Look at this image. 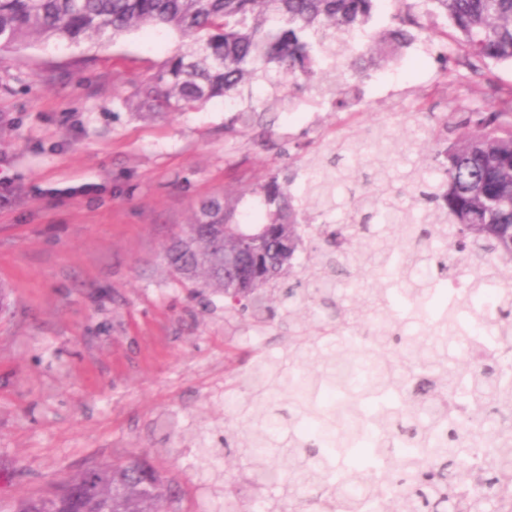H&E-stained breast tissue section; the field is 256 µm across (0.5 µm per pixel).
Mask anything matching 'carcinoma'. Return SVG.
Listing matches in <instances>:
<instances>
[{
    "instance_id": "cac0c4a2",
    "label": "carcinoma",
    "mask_w": 512,
    "mask_h": 512,
    "mask_svg": "<svg viewBox=\"0 0 512 512\" xmlns=\"http://www.w3.org/2000/svg\"><path fill=\"white\" fill-rule=\"evenodd\" d=\"M381 0H0V49L30 39L69 46L115 40L141 28L167 27L189 38L140 90L149 112H188L215 98L234 99L239 89L263 82L288 95L313 88L323 96L349 95V79L364 80L416 42L438 33L436 20L449 21L443 33L446 60L459 82L481 67L512 65V0H391L390 26L369 35L367 49L354 56L350 41L374 19ZM435 23L421 25L417 10ZM436 143L430 171L407 175L412 204L403 258L393 245H379L374 224L395 226L399 195L387 180L388 146L376 141L371 154L376 173L346 185L349 211L335 224L316 223L337 209L336 184L349 169L348 155L361 146L332 142L327 152L304 161V197L288 186L297 176L270 170L256 188L233 199L204 202L189 224L166 247L164 261L181 287L195 295L209 288L224 295V311H251L259 329L288 322V353L278 363L253 361L245 382L251 398L241 403L228 389L236 427L224 438L225 451L247 462V470L224 487L233 512H377L387 502L397 512H512V372L500 353L512 349V277L491 262L512 264V89L487 111L457 122L449 143L448 114L433 115ZM255 196L265 207L261 224H244L238 207ZM317 246L305 262L306 231ZM435 239L448 252H428ZM247 253L249 287L229 292L234 277L224 271V255ZM376 254L379 276L386 267L406 270L409 287L400 294L423 308L435 296V282L457 279L468 262L491 266L500 294L491 313L496 347L476 346L462 358L426 338L407 339L390 322L375 334L381 377L370 392L390 389L402 413L385 417L378 447L366 449L386 480L360 469L362 491L351 495L345 482L330 479L326 451L301 441L292 427L307 401L299 387L303 371L312 391L332 375L327 346L368 331L385 313L389 289L374 295L340 288L337 277L362 269ZM312 287H301L298 273ZM285 289L288 311L270 306L277 284ZM317 323L316 333L309 331ZM286 394L292 409H276L271 395ZM413 448L397 455L393 445ZM177 499L167 480L140 457L91 467L62 479L46 497L19 500L13 512H163Z\"/></svg>"
}]
</instances>
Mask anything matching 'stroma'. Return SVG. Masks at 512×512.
I'll list each match as a JSON object with an SVG mask.
<instances>
[{
    "mask_svg": "<svg viewBox=\"0 0 512 512\" xmlns=\"http://www.w3.org/2000/svg\"><path fill=\"white\" fill-rule=\"evenodd\" d=\"M174 30L0 52V176L21 189L0 209V505L131 455L182 493L183 512H226L229 424L218 388L252 355L279 360L285 329L256 348L249 318L197 297L162 256L202 201L254 186L267 170L379 126L430 146L432 114L456 121L512 89V66L458 83L406 51L359 86L360 111L325 98L294 116L262 84L234 104L148 116L138 87L182 45ZM261 116L250 126L239 111Z\"/></svg>",
    "mask_w": 512,
    "mask_h": 512,
    "instance_id": "1",
    "label": "stroma"
}]
</instances>
